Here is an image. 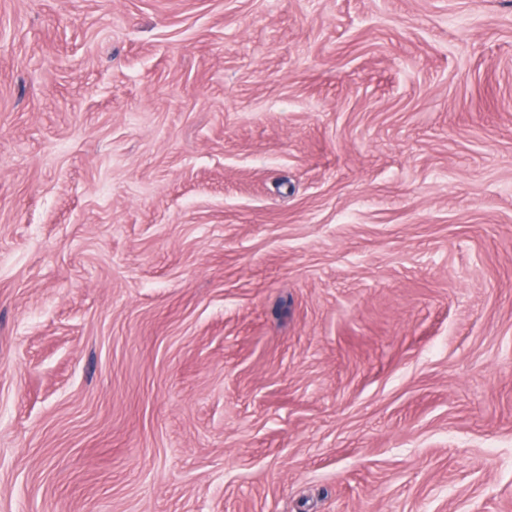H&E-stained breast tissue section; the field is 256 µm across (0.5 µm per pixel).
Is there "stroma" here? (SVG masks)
Segmentation results:
<instances>
[{"instance_id": "1", "label": "stroma", "mask_w": 512, "mask_h": 512, "mask_svg": "<svg viewBox=\"0 0 512 512\" xmlns=\"http://www.w3.org/2000/svg\"><path fill=\"white\" fill-rule=\"evenodd\" d=\"M0 512H512V0H0Z\"/></svg>"}]
</instances>
